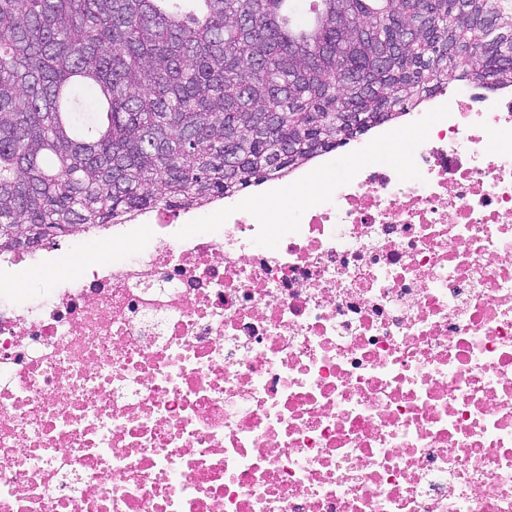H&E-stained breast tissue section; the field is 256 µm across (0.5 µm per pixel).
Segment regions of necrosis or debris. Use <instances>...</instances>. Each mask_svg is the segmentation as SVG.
<instances>
[{
	"mask_svg": "<svg viewBox=\"0 0 512 512\" xmlns=\"http://www.w3.org/2000/svg\"><path fill=\"white\" fill-rule=\"evenodd\" d=\"M309 208L0 289V512H512V90Z\"/></svg>",
	"mask_w": 512,
	"mask_h": 512,
	"instance_id": "4bbe7bcc",
	"label": "necrosis or debris"
}]
</instances>
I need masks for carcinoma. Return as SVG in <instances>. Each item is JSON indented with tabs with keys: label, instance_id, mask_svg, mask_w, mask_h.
<instances>
[{
	"label": "carcinoma",
	"instance_id": "carcinoma-1",
	"mask_svg": "<svg viewBox=\"0 0 512 512\" xmlns=\"http://www.w3.org/2000/svg\"><path fill=\"white\" fill-rule=\"evenodd\" d=\"M291 18L282 0H0V254L235 195L450 72L512 88V0H293Z\"/></svg>",
	"mask_w": 512,
	"mask_h": 512
}]
</instances>
